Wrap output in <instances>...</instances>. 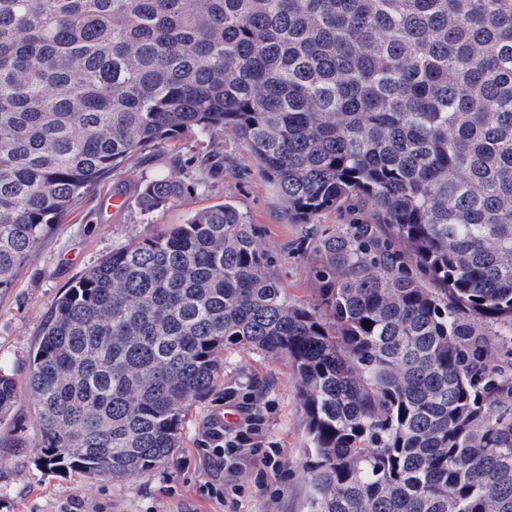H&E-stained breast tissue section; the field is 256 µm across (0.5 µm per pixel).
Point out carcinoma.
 Masks as SVG:
<instances>
[{
	"label": "carcinoma",
	"instance_id": "cac0c4a2",
	"mask_svg": "<svg viewBox=\"0 0 512 512\" xmlns=\"http://www.w3.org/2000/svg\"><path fill=\"white\" fill-rule=\"evenodd\" d=\"M224 133L288 223H374L322 241L315 305L229 202L113 250L33 358L46 464L165 465L238 346L296 370L307 512H512V0H0V292L130 157Z\"/></svg>",
	"mask_w": 512,
	"mask_h": 512
}]
</instances>
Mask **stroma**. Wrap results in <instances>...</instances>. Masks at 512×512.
<instances>
[{
	"instance_id": "1",
	"label": "stroma",
	"mask_w": 512,
	"mask_h": 512,
	"mask_svg": "<svg viewBox=\"0 0 512 512\" xmlns=\"http://www.w3.org/2000/svg\"><path fill=\"white\" fill-rule=\"evenodd\" d=\"M186 173L184 191L165 208L146 212L140 187L167 169ZM204 185H197V176ZM124 197L120 210L108 198ZM229 200L256 224L271 256L272 270L288 298L313 304L320 282L317 244L353 222L373 218L370 205L356 202L325 210L313 224L288 223L272 187L259 175L233 135L216 142L187 139L177 146L135 155L124 173L91 192L78 210L36 246L11 288L0 293V369L13 376L18 397L0 436V512H306L309 484L298 464L308 442L291 363L255 350H224V371L214 390L197 399L183 423L181 446L169 463L121 482L47 467L36 442L40 422L29 373L44 323L57 299L112 250L154 228L184 223L193 211ZM250 396L264 419L266 442L281 448V470L257 467L243 475L233 504L203 492L205 483L223 488L229 473L214 470L198 449L209 420L224 410L225 390Z\"/></svg>"
}]
</instances>
